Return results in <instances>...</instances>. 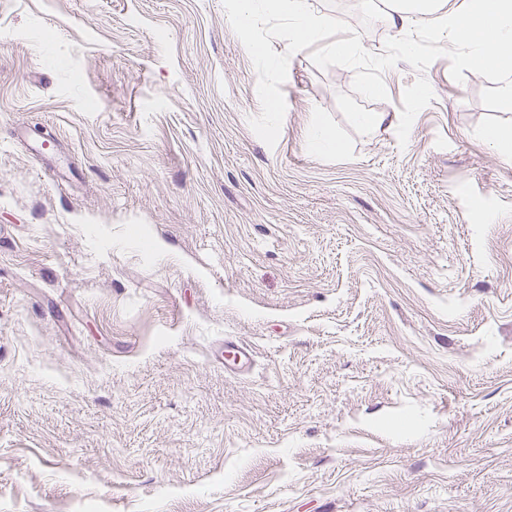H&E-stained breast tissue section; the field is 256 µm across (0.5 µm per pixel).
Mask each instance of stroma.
<instances>
[{
	"label": "stroma",
	"instance_id": "1",
	"mask_svg": "<svg viewBox=\"0 0 512 512\" xmlns=\"http://www.w3.org/2000/svg\"><path fill=\"white\" fill-rule=\"evenodd\" d=\"M353 78L271 147L222 0H0V512H512V79ZM352 118L355 125L369 133L382 130L385 124L392 125L388 112H355ZM308 146L318 153H340L343 150L342 142L329 129L313 126L307 137Z\"/></svg>",
	"mask_w": 512,
	"mask_h": 512
}]
</instances>
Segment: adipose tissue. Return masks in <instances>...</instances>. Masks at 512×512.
<instances>
[{
    "label": "adipose tissue",
    "mask_w": 512,
    "mask_h": 512,
    "mask_svg": "<svg viewBox=\"0 0 512 512\" xmlns=\"http://www.w3.org/2000/svg\"><path fill=\"white\" fill-rule=\"evenodd\" d=\"M385 16L402 56L414 55L412 32L432 18L463 67L512 72V0H388Z\"/></svg>",
    "instance_id": "obj_1"
}]
</instances>
